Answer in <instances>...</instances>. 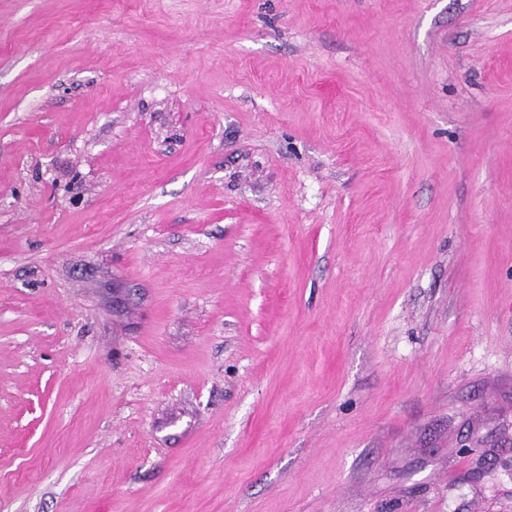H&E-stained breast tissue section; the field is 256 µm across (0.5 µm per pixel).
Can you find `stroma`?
<instances>
[{
  "mask_svg": "<svg viewBox=\"0 0 512 512\" xmlns=\"http://www.w3.org/2000/svg\"><path fill=\"white\" fill-rule=\"evenodd\" d=\"M0 512H512V0H0Z\"/></svg>",
  "mask_w": 512,
  "mask_h": 512,
  "instance_id": "1",
  "label": "stroma"
}]
</instances>
